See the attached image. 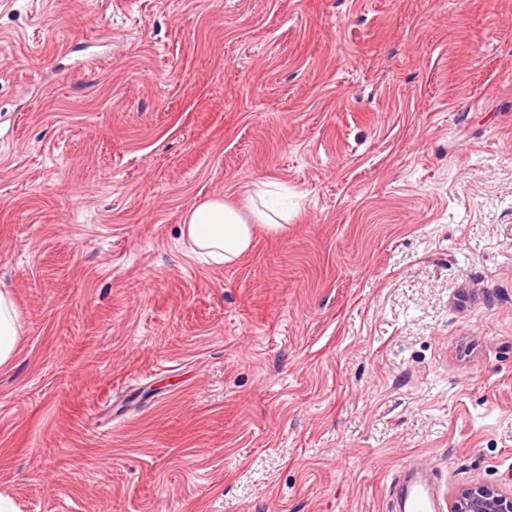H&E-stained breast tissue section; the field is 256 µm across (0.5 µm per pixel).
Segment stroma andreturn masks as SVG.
Returning <instances> with one entry per match:
<instances>
[{
    "label": "stroma",
    "mask_w": 512,
    "mask_h": 512,
    "mask_svg": "<svg viewBox=\"0 0 512 512\" xmlns=\"http://www.w3.org/2000/svg\"><path fill=\"white\" fill-rule=\"evenodd\" d=\"M0 283V512L512 490V0H0ZM268 212L258 208L250 215L216 196L209 202L186 212L181 236L188 250L215 264H232L247 254L254 245L257 225L273 234H282L288 224H280L283 216L271 204L263 202ZM22 324L15 308L12 291L0 289V366L9 364L22 336Z\"/></svg>",
    "instance_id": "stroma-1"
}]
</instances>
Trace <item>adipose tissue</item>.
<instances>
[{
	"label": "adipose tissue",
	"mask_w": 512,
	"mask_h": 512,
	"mask_svg": "<svg viewBox=\"0 0 512 512\" xmlns=\"http://www.w3.org/2000/svg\"><path fill=\"white\" fill-rule=\"evenodd\" d=\"M276 208L243 212L217 196L188 210L183 218L181 236L194 255L215 264H231L247 254L254 245L257 227L281 234L285 225L277 219ZM22 336V324L10 289H0V366L9 364Z\"/></svg>",
	"instance_id": "adipose-tissue-1"
}]
</instances>
